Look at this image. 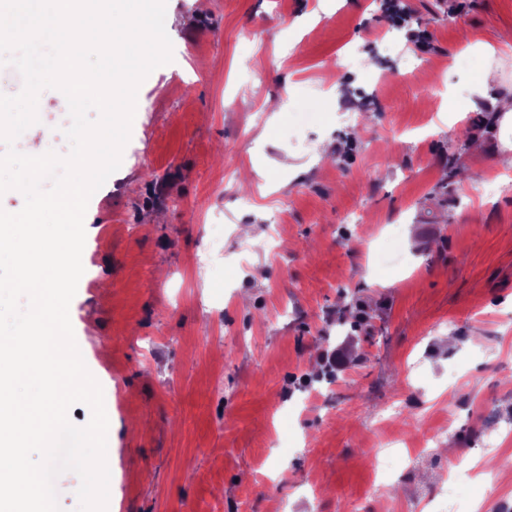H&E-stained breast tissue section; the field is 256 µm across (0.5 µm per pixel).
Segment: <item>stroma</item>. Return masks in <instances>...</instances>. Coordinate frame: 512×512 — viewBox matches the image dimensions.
<instances>
[{"label": "stroma", "mask_w": 512, "mask_h": 512, "mask_svg": "<svg viewBox=\"0 0 512 512\" xmlns=\"http://www.w3.org/2000/svg\"><path fill=\"white\" fill-rule=\"evenodd\" d=\"M409 4L440 53L379 0H166L173 59L89 200L69 307L110 402L107 512H498L466 472L512 431V0ZM39 103L68 154L65 98ZM392 404L440 440L384 472ZM286 422L311 447L271 456Z\"/></svg>", "instance_id": "stroma-1"}]
</instances>
